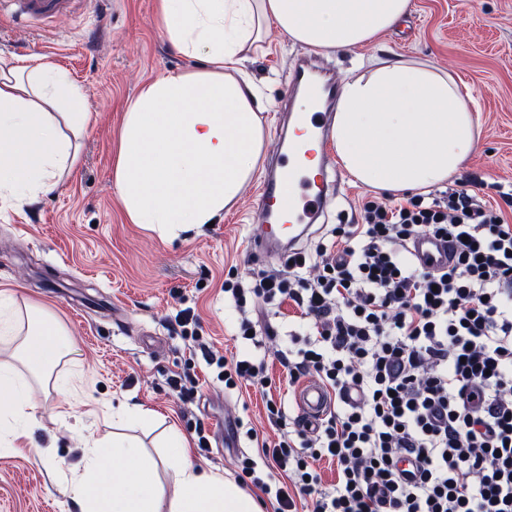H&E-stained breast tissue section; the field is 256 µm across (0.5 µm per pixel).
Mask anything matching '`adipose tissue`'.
Wrapping results in <instances>:
<instances>
[{"label":"adipose tissue","instance_id":"ef3b65f1","mask_svg":"<svg viewBox=\"0 0 512 512\" xmlns=\"http://www.w3.org/2000/svg\"><path fill=\"white\" fill-rule=\"evenodd\" d=\"M411 0H158L157 17L181 54L205 66L142 84L125 112L114 182L130 223L167 238L210 223L262 172L266 127L259 92L243 69L251 50L276 27L294 43L325 53L349 50L395 27ZM89 117L84 94L50 62L0 59V197L33 200L59 184L78 149L71 139ZM472 97L437 67L403 61L366 67L345 79L333 144L357 182L390 193H427L460 174L476 145ZM12 337L0 362V415L23 417L27 385L17 367L50 379L73 354L62 329L41 319L21 327L0 317ZM170 512H260L235 482L201 467L172 437ZM156 463L122 436L88 451L77 494L82 512H157Z\"/></svg>","mask_w":512,"mask_h":512}]
</instances>
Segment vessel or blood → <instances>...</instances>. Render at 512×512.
<instances>
[{
    "label": "vessel or blood",
    "instance_id": "b4317fda",
    "mask_svg": "<svg viewBox=\"0 0 512 512\" xmlns=\"http://www.w3.org/2000/svg\"><path fill=\"white\" fill-rule=\"evenodd\" d=\"M77 0H0V12L24 22L47 21L56 15L72 11ZM288 86L292 91L306 90L308 95L325 91L335 96L336 81L308 53H300L288 73ZM292 119L307 132L317 150H308L305 143L294 140L288 145L285 162L274 164L270 175L262 183L257 202V232L250 242L256 255L271 258L283 255L288 246L300 240L314 223L325 203L328 174L321 150L332 132L329 114L325 111L296 112ZM413 254L422 266L429 269L447 267L450 257L448 242L431 235L415 240ZM296 403L306 421L313 422L323 416L330 399L316 384L301 386Z\"/></svg>",
    "mask_w": 512,
    "mask_h": 512
}]
</instances>
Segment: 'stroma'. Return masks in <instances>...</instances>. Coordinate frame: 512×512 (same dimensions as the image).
<instances>
[{"instance_id": "1", "label": "stroma", "mask_w": 512, "mask_h": 512, "mask_svg": "<svg viewBox=\"0 0 512 512\" xmlns=\"http://www.w3.org/2000/svg\"><path fill=\"white\" fill-rule=\"evenodd\" d=\"M156 0H86L40 24L0 16V57L53 62L85 94L88 128L78 136L79 159L54 191L24 206L0 198V305H34L66 329L75 353L53 371L54 384L31 383L25 424L0 423V512H80L74 480L85 471L88 442L112 438V416L136 406L143 417L126 419L124 432L146 452H164L176 431L203 467L237 479L240 455H256L255 441L240 437L226 447L230 421L242 420L258 438L275 441L266 417L268 397L287 394L286 372L275 352L292 304L267 320L269 391L225 390L193 343L174 323L192 309L196 332L224 356L249 347L234 338L237 315L224 301V280L249 279L276 268L250 252L251 218L258 187L250 181L214 226L191 228L169 240L129 223L114 184L119 135L128 104L150 79L200 68L177 52L162 32ZM300 50L270 28L251 52L247 68L264 85L276 109L267 113L265 157L277 152L288 110L287 73ZM374 63L428 62L450 73L477 102L479 138L455 182L482 184L483 196L512 190V0H412L393 29L350 51L329 55L337 80L356 59ZM341 195L320 224L302 239L315 251L338 224H354L370 188L340 172ZM188 372L199 382L190 401L171 392V376ZM207 445H199V436Z\"/></svg>"}]
</instances>
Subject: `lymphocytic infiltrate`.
Returning <instances> with one entry per match:
<instances>
[{
    "label": "lymphocytic infiltrate",
    "mask_w": 512,
    "mask_h": 512,
    "mask_svg": "<svg viewBox=\"0 0 512 512\" xmlns=\"http://www.w3.org/2000/svg\"><path fill=\"white\" fill-rule=\"evenodd\" d=\"M423 234L454 243L451 266L413 259ZM224 294L236 339L252 347L229 359L203 351L225 389L266 387L254 314L291 302L300 315L278 354L288 384L314 375L334 397L312 427L267 401L280 437L241 471L274 512H512V221L499 204L465 188L370 200L361 223L225 280ZM323 459L337 473L327 491L313 467ZM407 459L415 470L401 469Z\"/></svg>",
    "instance_id": "lymphocytic-infiltrate-1"
}]
</instances>
